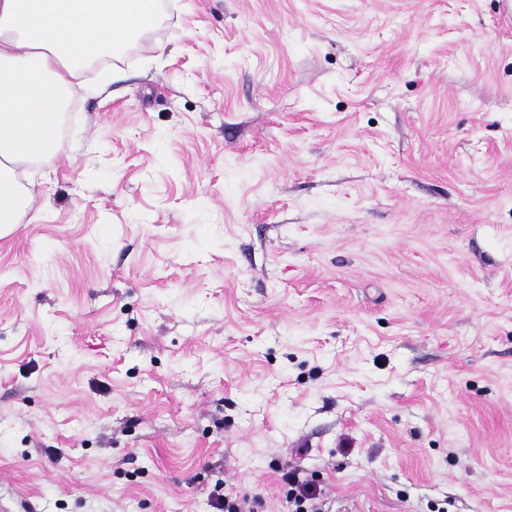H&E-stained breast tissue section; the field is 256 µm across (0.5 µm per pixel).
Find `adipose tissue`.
<instances>
[{
  "instance_id": "obj_1",
  "label": "adipose tissue",
  "mask_w": 512,
  "mask_h": 512,
  "mask_svg": "<svg viewBox=\"0 0 512 512\" xmlns=\"http://www.w3.org/2000/svg\"><path fill=\"white\" fill-rule=\"evenodd\" d=\"M152 0H0V236L30 213L23 182L59 152L60 106L84 64L118 54L154 21Z\"/></svg>"
}]
</instances>
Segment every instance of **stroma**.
<instances>
[{"instance_id": "stroma-1", "label": "stroma", "mask_w": 512, "mask_h": 512, "mask_svg": "<svg viewBox=\"0 0 512 512\" xmlns=\"http://www.w3.org/2000/svg\"><path fill=\"white\" fill-rule=\"evenodd\" d=\"M0 238V512H512V0H165ZM286 493L290 512H322L325 511L320 499V492L307 479H300L295 472L285 475ZM208 498L219 511L254 512L248 498L240 499L231 493H224L223 481L216 482L208 492Z\"/></svg>"}]
</instances>
